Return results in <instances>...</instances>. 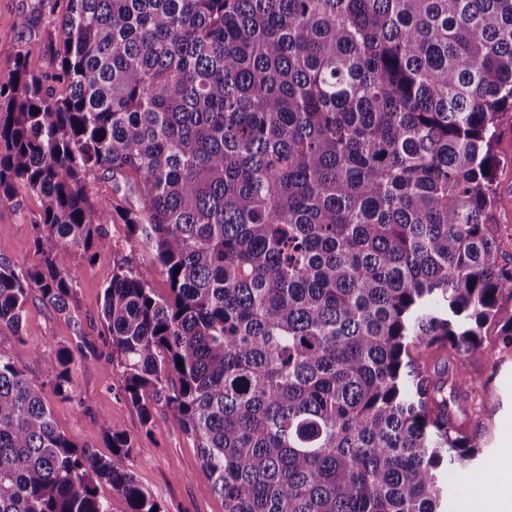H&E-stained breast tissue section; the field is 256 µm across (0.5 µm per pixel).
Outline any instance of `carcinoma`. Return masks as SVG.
I'll return each instance as SVG.
<instances>
[{
	"instance_id": "cac0c4a2",
	"label": "carcinoma",
	"mask_w": 512,
	"mask_h": 512,
	"mask_svg": "<svg viewBox=\"0 0 512 512\" xmlns=\"http://www.w3.org/2000/svg\"><path fill=\"white\" fill-rule=\"evenodd\" d=\"M54 9L56 68L21 57L0 86V202L42 203V266L0 258V325L20 333L32 287L69 311L72 250L110 246L112 210L169 285L113 268L112 370L143 424L179 416L224 512H440L492 398L466 359L489 322L512 346L491 231L512 0ZM33 356L72 398L73 351ZM105 428L111 457L79 447L0 353V512H110L100 484L160 509Z\"/></svg>"
}]
</instances>
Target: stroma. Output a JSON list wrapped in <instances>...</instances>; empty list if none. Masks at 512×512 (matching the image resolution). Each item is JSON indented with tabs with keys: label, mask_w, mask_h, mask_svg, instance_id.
Here are the masks:
<instances>
[{
	"label": "stroma",
	"mask_w": 512,
	"mask_h": 512,
	"mask_svg": "<svg viewBox=\"0 0 512 512\" xmlns=\"http://www.w3.org/2000/svg\"><path fill=\"white\" fill-rule=\"evenodd\" d=\"M54 0H0V85L9 83L18 57H26L36 73L52 71L62 39L52 14ZM499 165L495 173L496 204L492 232L501 242L499 260L512 262V122H504L496 144ZM41 201L27 189L0 203V258L29 267L42 263L35 245ZM101 222L112 245L86 252L74 250L67 266L73 285L69 313L57 312L31 290L20 332L0 326V353L15 357L33 383L45 380L43 365L32 353L54 354L61 346L81 345L83 353L73 369V397L50 396L58 430L77 444L107 453L106 424L125 431L135 449L122 463L157 500L162 512H224L219 497L201 467L200 452L174 411L156 405L150 424L122 395L108 361L109 336L102 320L103 289L114 266L127 262L139 269L153 264L151 253L130 245L127 228L103 214ZM485 355L475 356L468 371L488 381L495 399L480 417L481 452L470 468L446 475V512H481L475 490L486 469L495 468L503 448L512 442V349L497 341V329H484Z\"/></svg>",
	"instance_id": "obj_1"
}]
</instances>
